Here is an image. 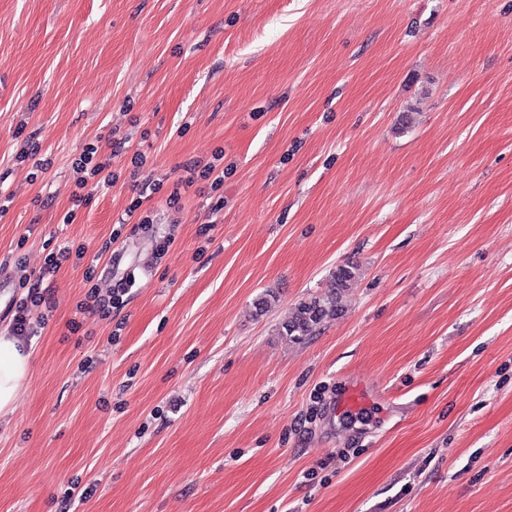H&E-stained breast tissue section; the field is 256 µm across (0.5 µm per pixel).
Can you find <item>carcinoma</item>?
I'll return each mask as SVG.
<instances>
[{
	"label": "carcinoma",
	"mask_w": 512,
	"mask_h": 512,
	"mask_svg": "<svg viewBox=\"0 0 512 512\" xmlns=\"http://www.w3.org/2000/svg\"><path fill=\"white\" fill-rule=\"evenodd\" d=\"M358 266L339 265L333 272V285L322 294L312 296L295 306L288 320L281 324L280 335L290 341H300L311 335L325 321L341 311L340 296L356 278Z\"/></svg>",
	"instance_id": "obj_1"
}]
</instances>
